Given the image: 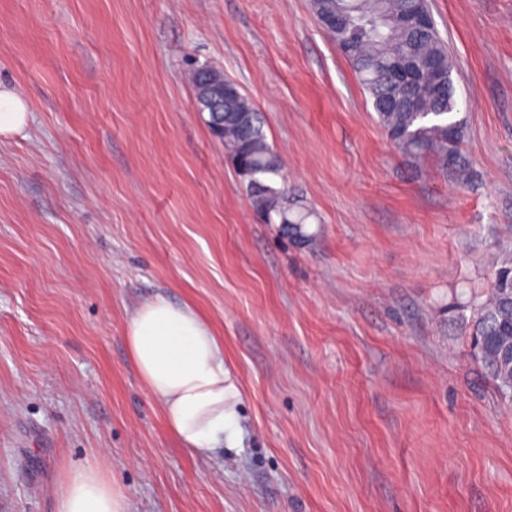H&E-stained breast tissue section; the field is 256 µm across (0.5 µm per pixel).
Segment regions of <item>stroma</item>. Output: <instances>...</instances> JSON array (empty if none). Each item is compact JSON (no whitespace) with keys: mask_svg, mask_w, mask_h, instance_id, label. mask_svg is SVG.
Returning <instances> with one entry per match:
<instances>
[{"mask_svg":"<svg viewBox=\"0 0 512 512\" xmlns=\"http://www.w3.org/2000/svg\"><path fill=\"white\" fill-rule=\"evenodd\" d=\"M466 184L406 161L310 0H0V512L71 472L129 512H512V400L465 336L512 261V0H429ZM223 70L265 119L311 241L264 223L197 112ZM194 304L238 388L224 446L167 432L132 309ZM28 121L27 106L13 90L0 88V137L18 133Z\"/></svg>","mask_w":512,"mask_h":512,"instance_id":"stroma-1","label":"stroma"}]
</instances>
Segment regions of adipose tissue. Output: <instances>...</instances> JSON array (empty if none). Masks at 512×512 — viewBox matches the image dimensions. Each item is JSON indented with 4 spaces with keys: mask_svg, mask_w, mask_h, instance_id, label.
Listing matches in <instances>:
<instances>
[{
    "mask_svg": "<svg viewBox=\"0 0 512 512\" xmlns=\"http://www.w3.org/2000/svg\"><path fill=\"white\" fill-rule=\"evenodd\" d=\"M129 359L159 402L168 433L185 449L210 457L224 444L238 396L224 364V339L192 305L163 296L144 301L125 327ZM56 512H128L114 478L87 466L64 481Z\"/></svg>",
    "mask_w": 512,
    "mask_h": 512,
    "instance_id": "1",
    "label": "adipose tissue"
}]
</instances>
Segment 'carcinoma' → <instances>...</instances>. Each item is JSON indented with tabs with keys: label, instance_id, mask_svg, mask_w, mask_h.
<instances>
[{
	"label": "carcinoma",
	"instance_id": "1",
	"mask_svg": "<svg viewBox=\"0 0 512 512\" xmlns=\"http://www.w3.org/2000/svg\"><path fill=\"white\" fill-rule=\"evenodd\" d=\"M318 21L336 15L338 26L326 28L332 40L345 44L348 61L369 93L390 141L407 158L432 159L456 181L468 180L462 155L465 122L456 118L454 88L431 93L420 89L423 61L435 57L453 65L437 28L418 31L406 24L413 0H311ZM224 129L218 141L250 200L268 224H280L294 240L309 238L310 209L285 189L273 186L282 177L279 157L270 149L260 112L230 79L224 80ZM467 324L470 348L497 389L512 392V366L503 362L499 345L512 344V262L496 269L486 295H474Z\"/></svg>",
	"mask_w": 512,
	"mask_h": 512
}]
</instances>
